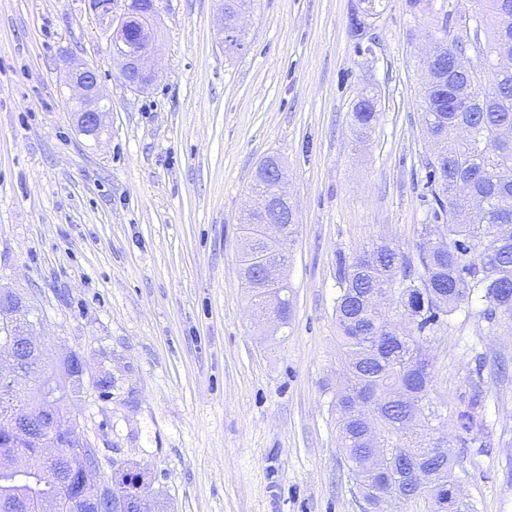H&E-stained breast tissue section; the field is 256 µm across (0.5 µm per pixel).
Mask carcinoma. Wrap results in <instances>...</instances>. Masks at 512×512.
<instances>
[{"instance_id":"carcinoma-1","label":"carcinoma","mask_w":512,"mask_h":512,"mask_svg":"<svg viewBox=\"0 0 512 512\" xmlns=\"http://www.w3.org/2000/svg\"><path fill=\"white\" fill-rule=\"evenodd\" d=\"M471 3L465 27L475 36L473 48H467L445 17L432 25L436 54L420 59L422 121L443 158L438 165L425 162L426 185L435 202L433 219L445 224L447 238L434 241L425 227L416 258L388 243H373L351 261H340L338 271L336 324L344 359L333 400L336 431L372 512H380L382 499L404 503L421 497V470L431 475L430 512H476L474 502L459 492L456 459L435 438L441 414L430 399L432 370L418 337L433 317L452 315L475 298L487 302L490 322L499 314L512 316V139H500L501 130H512V68L495 66L501 54H512V0ZM378 14L375 0L354 8L351 38L363 43ZM490 17L495 27L484 41L481 34ZM466 48L474 61L455 65V56ZM352 112L360 133L372 131L379 120L376 95L364 92ZM252 189L258 195H275L261 164ZM264 223L261 212L241 221L246 242L239 256L243 272L261 255L288 256L295 225H284L282 241L271 243L259 235ZM274 292L279 296L275 307L267 301L268 290L251 288L258 311L273 313L286 327L292 312L290 288L285 284ZM394 308L414 324L404 337L388 333V310ZM56 371L45 365L24 369L16 378L14 394L38 395V375ZM480 400L478 391L472 404L456 411L451 419L456 431H473ZM63 443L64 438L49 427L43 447L17 452L41 469L54 470L74 453L61 447ZM82 478L91 481L95 475L89 471L74 476L68 486H53L28 473L0 470V504L9 512H41L42 500L53 496L59 503L57 512H72L71 501ZM110 486L113 495L128 500L152 494L150 485L127 464L112 472Z\"/></svg>"}]
</instances>
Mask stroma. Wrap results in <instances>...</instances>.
I'll list each match as a JSON object with an SVG mask.
<instances>
[{
	"instance_id": "obj_1",
	"label": "stroma",
	"mask_w": 512,
	"mask_h": 512,
	"mask_svg": "<svg viewBox=\"0 0 512 512\" xmlns=\"http://www.w3.org/2000/svg\"><path fill=\"white\" fill-rule=\"evenodd\" d=\"M358 0H253L247 46L224 52L222 0H158L159 77L122 83L89 0H0V287L38 308L47 356L75 352V401L104 465L141 471L155 512H362L331 404L339 259L386 241L414 255L432 197L417 54L432 18L383 0L371 48ZM97 69L100 141L66 98ZM380 119L359 134L363 89ZM279 157L296 230L286 328L259 318L239 271V222L259 162ZM485 303L426 333L444 417L481 388L479 424L449 431L478 512H512V321ZM507 373H500L499 365ZM366 1V6L354 8L350 18L349 33L358 44H362L367 39L372 27L370 19L376 18L375 16L380 13L376 10L375 0H362L361 2Z\"/></svg>"
}]
</instances>
